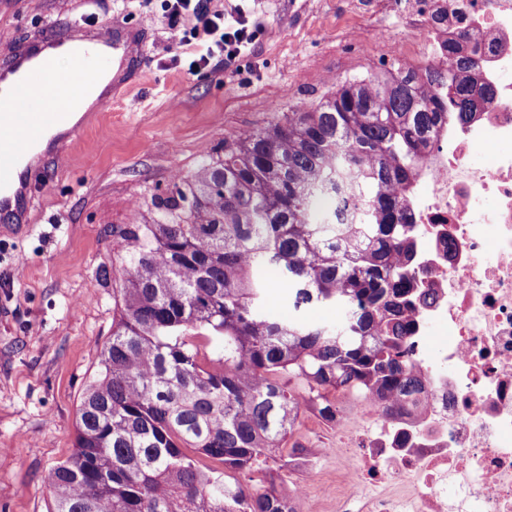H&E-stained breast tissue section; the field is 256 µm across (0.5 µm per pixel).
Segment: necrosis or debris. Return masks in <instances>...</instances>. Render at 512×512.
I'll list each match as a JSON object with an SVG mask.
<instances>
[{"mask_svg": "<svg viewBox=\"0 0 512 512\" xmlns=\"http://www.w3.org/2000/svg\"><path fill=\"white\" fill-rule=\"evenodd\" d=\"M465 22L435 25L444 0H411L415 55L433 66L459 26L473 31L480 80L493 104L431 138L407 191L417 228L414 286L426 295L408 345L423 410L385 415L369 397L346 396L333 426L336 498L363 512H512V0H457ZM489 149L487 164L471 160Z\"/></svg>", "mask_w": 512, "mask_h": 512, "instance_id": "obj_1", "label": "necrosis or debris"}]
</instances>
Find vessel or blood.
Masks as SVG:
<instances>
[{"instance_id": "1", "label": "vessel or blood", "mask_w": 512, "mask_h": 512, "mask_svg": "<svg viewBox=\"0 0 512 512\" xmlns=\"http://www.w3.org/2000/svg\"><path fill=\"white\" fill-rule=\"evenodd\" d=\"M59 50L77 56L84 71L111 69L117 85L141 42L118 22L104 29L77 22L65 32H41L24 48L10 51L7 63L0 65V217L9 218L15 230L29 220L42 141L55 146L62 136L78 131L62 106L70 81L49 68V52Z\"/></svg>"}]
</instances>
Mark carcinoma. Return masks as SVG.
Masks as SVG:
<instances>
[{"label":"carcinoma","instance_id":"obj_1","mask_svg":"<svg viewBox=\"0 0 512 512\" xmlns=\"http://www.w3.org/2000/svg\"><path fill=\"white\" fill-rule=\"evenodd\" d=\"M472 40H448L446 65L340 79L273 113L112 229L118 314L47 512H300L267 462L305 451L285 448L301 416L334 420L338 393L394 414L415 394L400 189L439 125L494 101ZM260 270L288 285V318L266 309ZM324 306L336 325L308 317Z\"/></svg>","mask_w":512,"mask_h":512}]
</instances>
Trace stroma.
I'll return each instance as SVG.
<instances>
[{"mask_svg":"<svg viewBox=\"0 0 512 512\" xmlns=\"http://www.w3.org/2000/svg\"><path fill=\"white\" fill-rule=\"evenodd\" d=\"M247 7L261 23L255 52L194 74L172 62L164 0H0V54L78 20L131 22L146 41L137 73L61 155L44 158L29 228L0 235V512H47L44 476L74 450L78 407L112 334L119 282L99 271L118 255L113 228L226 138L318 102L332 80L379 72L391 49L409 47L405 18L378 0ZM332 436L315 414L301 417L294 438L318 462L304 512L355 510L336 501Z\"/></svg>","mask_w":512,"mask_h":512,"instance_id":"stroma-1","label":"stroma"}]
</instances>
